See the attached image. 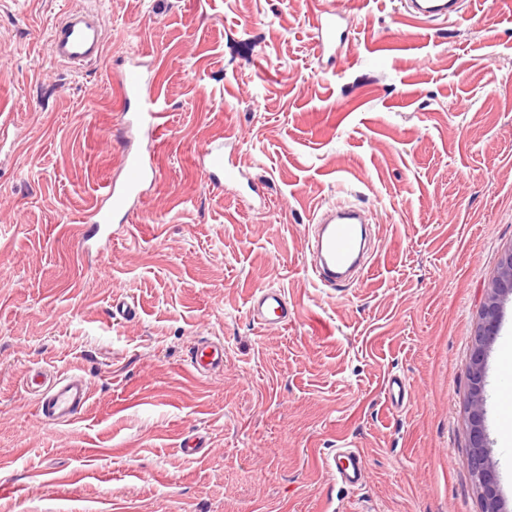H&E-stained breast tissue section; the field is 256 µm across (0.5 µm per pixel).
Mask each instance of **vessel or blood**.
I'll return each mask as SVG.
<instances>
[{
    "label": "vessel or blood",
    "instance_id": "1",
    "mask_svg": "<svg viewBox=\"0 0 512 512\" xmlns=\"http://www.w3.org/2000/svg\"><path fill=\"white\" fill-rule=\"evenodd\" d=\"M402 6L410 18L426 22L447 21L461 15L463 0H403ZM342 15L338 10L324 11L317 22L318 44L321 51L336 48V35ZM50 56L79 69L101 59L105 47L103 22L93 10H69L50 29ZM118 84L125 102L123 128L129 133L159 137L169 124V113L159 95L152 92L149 80L139 65L130 63L119 72ZM202 156L206 175L214 183L235 186L242 177L224 151V144L214 140L205 146ZM123 177L107 183L99 201L92 208L88 223L78 225L76 237L87 242L103 234L112 220L125 212L131 201L140 197L147 184L156 181L157 167L153 159L141 153L125 151L122 157ZM367 214L355 206H331L324 209L307 241L311 255V270L321 286L334 288L349 282L351 274L361 268L368 249ZM249 311L253 323L262 327H287L294 311L280 289L260 288L250 297ZM188 367L198 377L208 378L224 372V345L209 337H200L188 354ZM411 395V386L400 377L387 382V397L392 409H402ZM90 389L79 375L58 380L40 395L37 417L56 424L70 423L87 408ZM496 409L501 421L512 420V380L501 379L494 391ZM323 466L337 483L354 488L361 484L367 465L363 455L346 445H338L327 453Z\"/></svg>",
    "mask_w": 512,
    "mask_h": 512
}]
</instances>
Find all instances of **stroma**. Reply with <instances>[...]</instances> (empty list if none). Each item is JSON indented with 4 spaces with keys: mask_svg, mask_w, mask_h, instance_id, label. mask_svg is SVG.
Returning <instances> with one entry per match:
<instances>
[{
    "mask_svg": "<svg viewBox=\"0 0 512 512\" xmlns=\"http://www.w3.org/2000/svg\"><path fill=\"white\" fill-rule=\"evenodd\" d=\"M75 4L0 0V512H481L467 367L512 247V0L442 24L399 0H95L107 42L79 72L46 45ZM331 7L332 57L315 39ZM132 55L171 115L153 142L120 130ZM214 139L266 209L201 172ZM130 147L154 152L157 185L79 245ZM344 201L371 212L376 250L325 288L308 227ZM266 286L287 328L250 319ZM119 297L136 315L117 324ZM199 336L223 341V375L190 373ZM33 371L85 376L79 419L38 420ZM394 373L412 385L399 412ZM344 438L367 461L352 490L322 466Z\"/></svg>",
    "mask_w": 512,
    "mask_h": 512,
    "instance_id": "stroma-1",
    "label": "stroma"
}]
</instances>
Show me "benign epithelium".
Wrapping results in <instances>:
<instances>
[{
	"instance_id": "1",
	"label": "benign epithelium",
	"mask_w": 512,
	"mask_h": 512,
	"mask_svg": "<svg viewBox=\"0 0 512 512\" xmlns=\"http://www.w3.org/2000/svg\"><path fill=\"white\" fill-rule=\"evenodd\" d=\"M509 298L512 299V249L505 251L501 257L499 269L489 284L481 306L467 373L469 451L466 464L479 492L481 512H506L490 456L485 425V386L488 351L498 335L504 303Z\"/></svg>"
}]
</instances>
